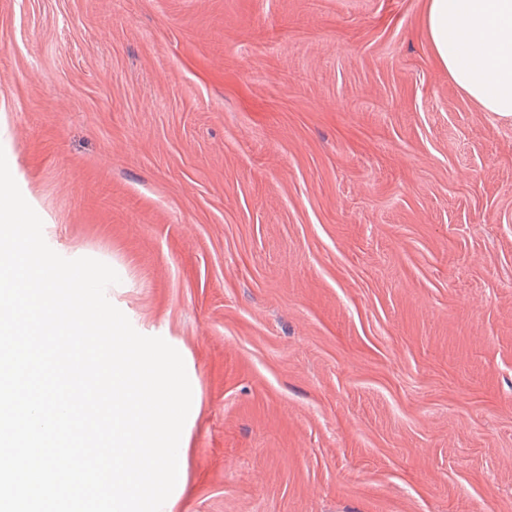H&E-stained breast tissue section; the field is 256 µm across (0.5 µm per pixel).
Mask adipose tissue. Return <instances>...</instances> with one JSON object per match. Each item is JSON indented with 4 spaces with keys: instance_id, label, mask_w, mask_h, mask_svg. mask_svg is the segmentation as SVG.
Wrapping results in <instances>:
<instances>
[{
    "instance_id": "adipose-tissue-1",
    "label": "adipose tissue",
    "mask_w": 512,
    "mask_h": 512,
    "mask_svg": "<svg viewBox=\"0 0 512 512\" xmlns=\"http://www.w3.org/2000/svg\"><path fill=\"white\" fill-rule=\"evenodd\" d=\"M424 25L452 83L483 111L512 116V0H427Z\"/></svg>"
}]
</instances>
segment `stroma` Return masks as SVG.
Listing matches in <instances>:
<instances>
[{
    "instance_id": "35a3bbf8",
    "label": "stroma",
    "mask_w": 512,
    "mask_h": 512,
    "mask_svg": "<svg viewBox=\"0 0 512 512\" xmlns=\"http://www.w3.org/2000/svg\"><path fill=\"white\" fill-rule=\"evenodd\" d=\"M427 0H0V149L195 375L164 512H512V117Z\"/></svg>"
}]
</instances>
